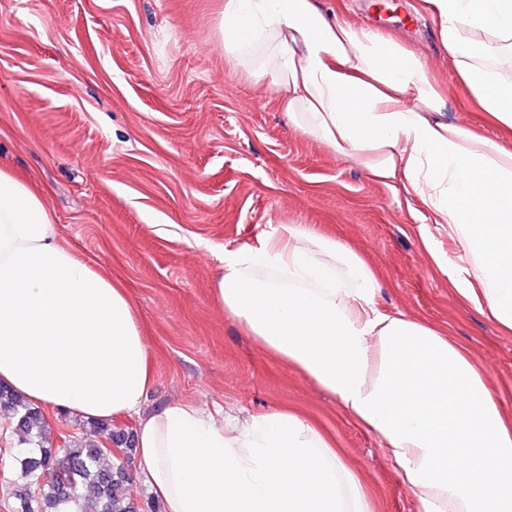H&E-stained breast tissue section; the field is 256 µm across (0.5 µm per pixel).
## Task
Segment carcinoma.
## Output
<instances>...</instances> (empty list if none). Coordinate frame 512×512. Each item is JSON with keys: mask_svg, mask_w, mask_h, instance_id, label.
<instances>
[{"mask_svg": "<svg viewBox=\"0 0 512 512\" xmlns=\"http://www.w3.org/2000/svg\"><path fill=\"white\" fill-rule=\"evenodd\" d=\"M0 411L18 444L28 446L4 461L19 478L12 512H143L124 468L104 464L105 447L92 440L95 424H90L84 438L55 444L43 408L4 386H0ZM108 440L130 451L134 434L110 429Z\"/></svg>", "mask_w": 512, "mask_h": 512, "instance_id": "1", "label": "carcinoma"}]
</instances>
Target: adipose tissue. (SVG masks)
<instances>
[{
  "label": "adipose tissue",
  "instance_id": "ef3b65f1",
  "mask_svg": "<svg viewBox=\"0 0 512 512\" xmlns=\"http://www.w3.org/2000/svg\"><path fill=\"white\" fill-rule=\"evenodd\" d=\"M422 4L459 80L511 132L512 76L475 47L512 52V0ZM219 32L233 61L264 42L285 112L447 227L455 254L435 262L512 331V152L445 118V91L414 53L316 0H223ZM377 282L348 245L283 224L225 251L214 298L380 437L417 512H512V417L443 332L380 308ZM152 382L126 289L59 242L42 193L0 168V384L88 421L135 417L136 478L163 512H371L334 439L299 411L238 426L186 402L148 410Z\"/></svg>",
  "mask_w": 512,
  "mask_h": 512
}]
</instances>
